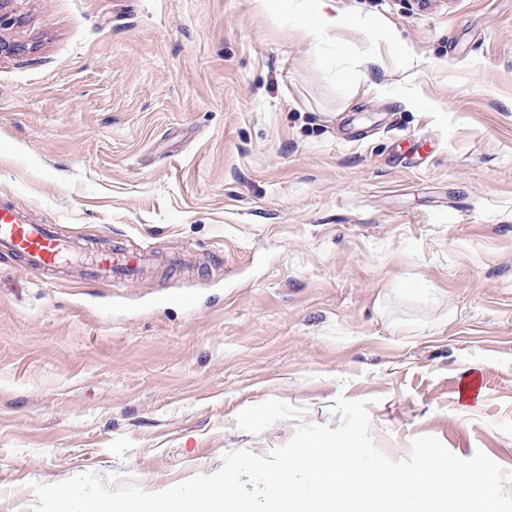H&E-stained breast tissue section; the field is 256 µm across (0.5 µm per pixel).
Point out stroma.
Listing matches in <instances>:
<instances>
[{
    "instance_id": "1",
    "label": "stroma",
    "mask_w": 512,
    "mask_h": 512,
    "mask_svg": "<svg viewBox=\"0 0 512 512\" xmlns=\"http://www.w3.org/2000/svg\"><path fill=\"white\" fill-rule=\"evenodd\" d=\"M333 5L394 41L254 0H0V195L153 258L109 286L0 258V512L213 474L341 395L390 458L429 435L512 474V0Z\"/></svg>"
}]
</instances>
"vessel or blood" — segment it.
<instances>
[{"instance_id": "b4317fda", "label": "vessel or blood", "mask_w": 512, "mask_h": 512, "mask_svg": "<svg viewBox=\"0 0 512 512\" xmlns=\"http://www.w3.org/2000/svg\"><path fill=\"white\" fill-rule=\"evenodd\" d=\"M0 253L22 257L27 264L48 270L78 265L95 280L116 273L134 275L143 262L142 255L132 252L79 251L73 240L61 237L56 225L36 222L27 210L4 197H0Z\"/></svg>"}]
</instances>
